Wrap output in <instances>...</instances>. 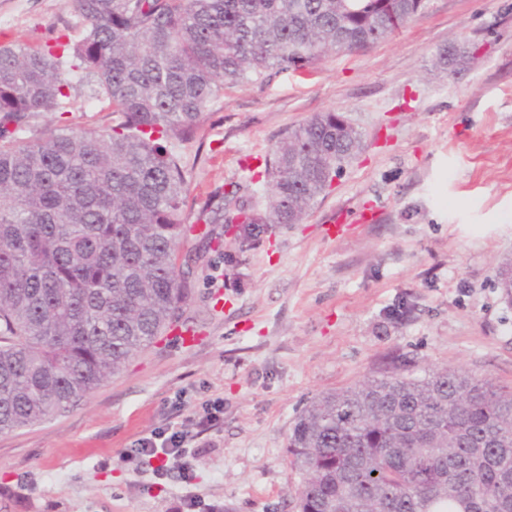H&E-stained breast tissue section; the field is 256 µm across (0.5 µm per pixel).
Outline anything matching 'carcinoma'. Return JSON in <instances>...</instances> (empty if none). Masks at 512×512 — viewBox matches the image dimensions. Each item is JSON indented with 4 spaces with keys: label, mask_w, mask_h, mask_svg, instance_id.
I'll list each match as a JSON object with an SVG mask.
<instances>
[{
    "label": "carcinoma",
    "mask_w": 512,
    "mask_h": 512,
    "mask_svg": "<svg viewBox=\"0 0 512 512\" xmlns=\"http://www.w3.org/2000/svg\"><path fill=\"white\" fill-rule=\"evenodd\" d=\"M80 27L54 43H0V433L84 400L178 322L192 226L187 171L166 147L195 138L224 82H266L366 50L423 0H64ZM472 58L452 43L434 66ZM82 74L112 105L110 132L38 130ZM336 112L286 131L199 219L246 245L300 224L361 151ZM497 288L512 303V262ZM300 512H512V390L448 367L391 373L316 397L288 442Z\"/></svg>",
    "instance_id": "1"
}]
</instances>
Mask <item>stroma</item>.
Masks as SVG:
<instances>
[{"label":"stroma","instance_id":"stroma-1","mask_svg":"<svg viewBox=\"0 0 512 512\" xmlns=\"http://www.w3.org/2000/svg\"><path fill=\"white\" fill-rule=\"evenodd\" d=\"M75 23L63 0H0V42L37 46ZM451 42L476 49L458 75L432 67ZM325 111L365 148L303 223L244 247L199 222L210 193L254 189L282 134ZM112 118L84 82L34 125L106 131ZM170 147L189 172L180 314L198 340H156L77 405L0 433V512H298L288 438L318 395L444 366L512 387V304L495 286L512 258V0H425L366 51L225 84L195 139ZM369 209L376 222L335 235L336 212ZM182 421L199 433L193 467L157 476L132 447Z\"/></svg>","mask_w":512,"mask_h":512}]
</instances>
